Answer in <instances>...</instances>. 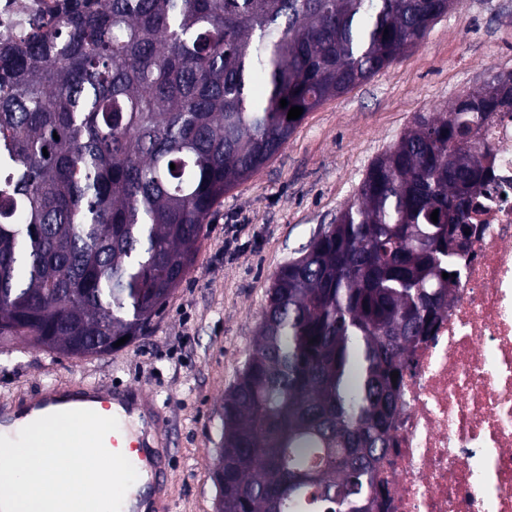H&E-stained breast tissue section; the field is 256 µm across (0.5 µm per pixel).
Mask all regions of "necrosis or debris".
Returning a JSON list of instances; mask_svg holds the SVG:
<instances>
[{
  "mask_svg": "<svg viewBox=\"0 0 512 512\" xmlns=\"http://www.w3.org/2000/svg\"><path fill=\"white\" fill-rule=\"evenodd\" d=\"M448 304L401 362L381 463L385 512H512V114Z\"/></svg>",
  "mask_w": 512,
  "mask_h": 512,
  "instance_id": "obj_1",
  "label": "necrosis or debris"
}]
</instances>
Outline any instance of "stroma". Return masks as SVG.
Segmentation results:
<instances>
[{
  "mask_svg": "<svg viewBox=\"0 0 512 512\" xmlns=\"http://www.w3.org/2000/svg\"><path fill=\"white\" fill-rule=\"evenodd\" d=\"M510 70L512 0H460L389 67L309 112L266 165L225 194L190 274L147 336L80 359L18 340L0 354V399L60 380L142 389L170 416L173 512H216L224 392L252 345L274 274L334 223L417 113L446 109L490 72Z\"/></svg>",
  "mask_w": 512,
  "mask_h": 512,
  "instance_id": "obj_1",
  "label": "stroma"
}]
</instances>
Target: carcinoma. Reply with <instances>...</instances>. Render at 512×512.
Masks as SVG:
<instances>
[{
	"instance_id": "1",
	"label": "carcinoma",
	"mask_w": 512,
	"mask_h": 512,
	"mask_svg": "<svg viewBox=\"0 0 512 512\" xmlns=\"http://www.w3.org/2000/svg\"><path fill=\"white\" fill-rule=\"evenodd\" d=\"M457 4L56 0L29 16L0 42V354L23 338L95 357L147 335L214 206L301 122L290 108L368 79ZM499 112L511 70L419 113L274 275L224 393L220 512H361L384 495L391 373L447 305L470 242L455 229L494 171L474 135Z\"/></svg>"
}]
</instances>
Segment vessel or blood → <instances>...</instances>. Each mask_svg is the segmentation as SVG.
<instances>
[{"instance_id": "obj_1", "label": "vessel or blood", "mask_w": 512, "mask_h": 512, "mask_svg": "<svg viewBox=\"0 0 512 512\" xmlns=\"http://www.w3.org/2000/svg\"><path fill=\"white\" fill-rule=\"evenodd\" d=\"M112 404L119 408V431L106 436V446H117L118 434L125 433L138 450L130 458L138 473L130 488L137 500L123 506L122 512H171L174 457L167 439L169 417L164 406L141 391L89 381H59L20 393L0 401V435L16 437L18 426L55 412Z\"/></svg>"}]
</instances>
